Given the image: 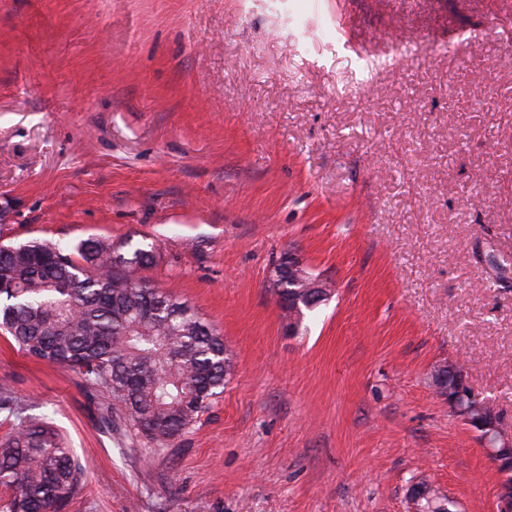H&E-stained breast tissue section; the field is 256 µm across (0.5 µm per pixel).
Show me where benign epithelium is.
<instances>
[{"instance_id": "benign-epithelium-1", "label": "benign epithelium", "mask_w": 512, "mask_h": 512, "mask_svg": "<svg viewBox=\"0 0 512 512\" xmlns=\"http://www.w3.org/2000/svg\"><path fill=\"white\" fill-rule=\"evenodd\" d=\"M273 284L282 306L288 309V331L296 329L295 315L301 307L311 308L327 300L332 293V285L312 275L302 259L295 253H288V266H275L272 274ZM290 287L293 292L285 296L282 288ZM439 377L438 392L448 401V407L465 423L477 419V425L482 431V439L492 450V459L497 466L507 470L512 466V438L504 437L497 425L495 414L486 413L482 407L466 406L474 396L471 394L463 377L456 374L451 366L443 365L437 369Z\"/></svg>"}]
</instances>
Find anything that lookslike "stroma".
<instances>
[{
	"label": "stroma",
	"mask_w": 512,
	"mask_h": 512,
	"mask_svg": "<svg viewBox=\"0 0 512 512\" xmlns=\"http://www.w3.org/2000/svg\"><path fill=\"white\" fill-rule=\"evenodd\" d=\"M512 0H0V243L153 247L224 337V391L165 450L0 334V384L85 466L65 512H499L512 435ZM332 297L288 334L271 271ZM438 392L448 401V407L465 423L471 425L472 412H477V425L483 431L482 439L487 447L491 448L492 459L498 467L508 471L512 464V438L504 437L497 425L495 414L492 411L485 413L479 405L467 407L466 403L474 399L463 376L456 374V371L450 365H443L437 369ZM447 381V384H446Z\"/></svg>",
	"instance_id": "stroma-1"
}]
</instances>
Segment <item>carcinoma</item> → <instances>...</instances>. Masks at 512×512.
<instances>
[{"label": "carcinoma", "instance_id": "1", "mask_svg": "<svg viewBox=\"0 0 512 512\" xmlns=\"http://www.w3.org/2000/svg\"><path fill=\"white\" fill-rule=\"evenodd\" d=\"M153 250L131 253L99 239L70 248L48 241L0 245V330L26 357L74 370L97 393L104 427L115 417L159 447L189 430L223 392L231 361L224 338L194 308L133 284ZM84 469L45 418L0 439V486L9 512H62L83 490ZM421 512H451L429 491Z\"/></svg>", "mask_w": 512, "mask_h": 512}]
</instances>
